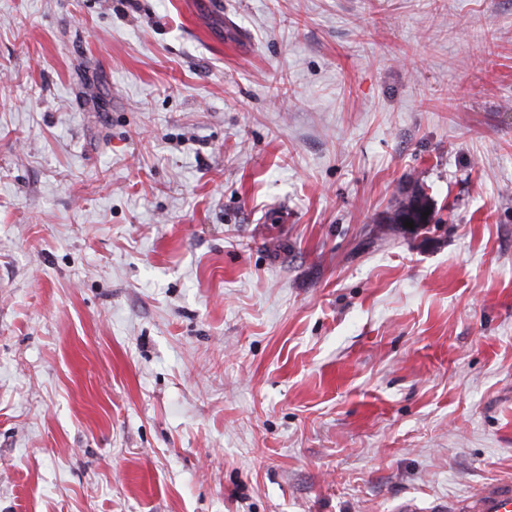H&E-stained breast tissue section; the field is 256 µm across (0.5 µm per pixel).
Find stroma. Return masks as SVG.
<instances>
[{"mask_svg": "<svg viewBox=\"0 0 512 512\" xmlns=\"http://www.w3.org/2000/svg\"><path fill=\"white\" fill-rule=\"evenodd\" d=\"M511 478L512 0H0V512Z\"/></svg>", "mask_w": 512, "mask_h": 512, "instance_id": "1", "label": "stroma"}]
</instances>
